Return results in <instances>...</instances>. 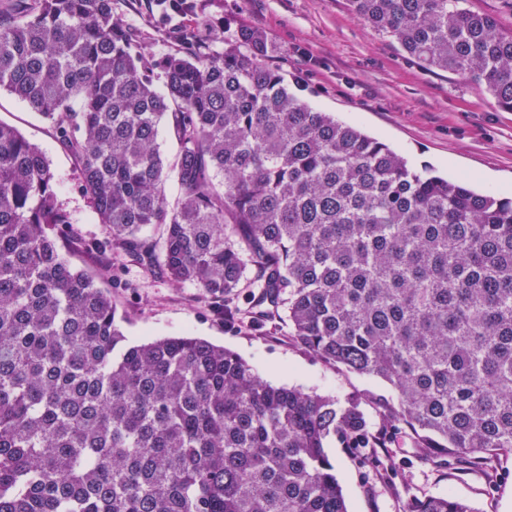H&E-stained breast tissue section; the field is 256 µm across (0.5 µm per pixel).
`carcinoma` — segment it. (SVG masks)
<instances>
[{"instance_id": "carcinoma-1", "label": "carcinoma", "mask_w": 512, "mask_h": 512, "mask_svg": "<svg viewBox=\"0 0 512 512\" xmlns=\"http://www.w3.org/2000/svg\"><path fill=\"white\" fill-rule=\"evenodd\" d=\"M346 2L512 111V31L493 17L464 0ZM131 41L112 0L0 3V90L74 157L104 227L90 250L197 285L228 321L287 317L306 352L393 388L384 422L423 460L511 456L512 199L300 100L259 64L257 29L217 53L182 37L160 60ZM54 182L0 123V512H349L327 448L383 447L362 402L271 384L196 336L129 342L108 291L58 252L71 221ZM403 512L476 509L448 494Z\"/></svg>"}]
</instances>
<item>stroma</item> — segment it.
<instances>
[{
	"instance_id": "obj_1",
	"label": "stroma",
	"mask_w": 512,
	"mask_h": 512,
	"mask_svg": "<svg viewBox=\"0 0 512 512\" xmlns=\"http://www.w3.org/2000/svg\"><path fill=\"white\" fill-rule=\"evenodd\" d=\"M197 13L163 18L149 0H112L123 27L140 32L148 51L163 58L180 48V36L223 50L240 27L260 30L268 52L260 62L297 79L294 91L313 107L336 115L388 144L416 168L433 166L477 190L512 197V112L470 80L429 71L393 38L352 13L346 0H199ZM0 122L15 126L48 157L58 200L72 221L62 252L90 275L112 263L109 291L128 341L190 334L240 355L264 380L345 402L361 399L372 429L378 403L392 388L379 379L325 364L297 346L287 323L259 333L230 323L210 309L192 283L151 279L137 267L113 263L88 246L104 237L81 187L74 158L56 141L51 124L25 101L0 92ZM328 454L349 512H402L410 497L451 493L477 512H512V457L482 468L441 466L420 460L407 446L366 453L331 443Z\"/></svg>"
}]
</instances>
